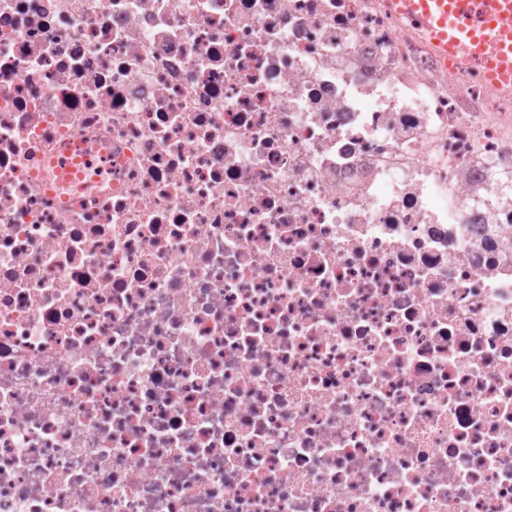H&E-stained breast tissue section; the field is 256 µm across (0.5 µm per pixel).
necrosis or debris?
<instances>
[{
  "instance_id": "1",
  "label": "necrosis or debris",
  "mask_w": 512,
  "mask_h": 512,
  "mask_svg": "<svg viewBox=\"0 0 512 512\" xmlns=\"http://www.w3.org/2000/svg\"><path fill=\"white\" fill-rule=\"evenodd\" d=\"M0 512H512V90L385 0H0Z\"/></svg>"
}]
</instances>
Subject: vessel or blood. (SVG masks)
Listing matches in <instances>:
<instances>
[{
	"mask_svg": "<svg viewBox=\"0 0 512 512\" xmlns=\"http://www.w3.org/2000/svg\"><path fill=\"white\" fill-rule=\"evenodd\" d=\"M417 22L441 55L484 69L493 83L512 78V0H388Z\"/></svg>",
	"mask_w": 512,
	"mask_h": 512,
	"instance_id": "vessel-or-blood-1",
	"label": "vessel or blood"
}]
</instances>
